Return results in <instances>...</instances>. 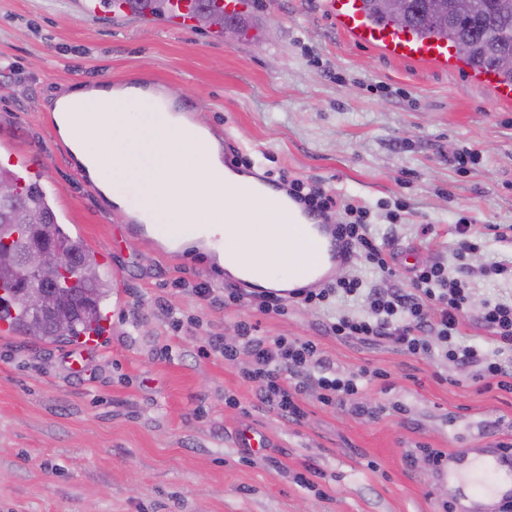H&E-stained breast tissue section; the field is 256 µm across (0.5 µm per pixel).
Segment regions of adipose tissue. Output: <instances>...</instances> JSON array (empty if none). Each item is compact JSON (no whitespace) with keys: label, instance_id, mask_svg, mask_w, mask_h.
I'll use <instances>...</instances> for the list:
<instances>
[{"label":"adipose tissue","instance_id":"adipose-tissue-1","mask_svg":"<svg viewBox=\"0 0 512 512\" xmlns=\"http://www.w3.org/2000/svg\"><path fill=\"white\" fill-rule=\"evenodd\" d=\"M131 90L80 84L54 101L58 132L77 165L121 210L178 233L184 243L221 237L234 256L218 253L229 272H262L261 286L307 283L318 261L300 225L273 204L244 195L199 125L168 112L136 110Z\"/></svg>","mask_w":512,"mask_h":512}]
</instances>
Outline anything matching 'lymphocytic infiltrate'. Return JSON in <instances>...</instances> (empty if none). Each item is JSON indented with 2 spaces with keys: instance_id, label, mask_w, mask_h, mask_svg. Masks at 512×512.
Segmentation results:
<instances>
[{
  "instance_id": "obj_1",
  "label": "lymphocytic infiltrate",
  "mask_w": 512,
  "mask_h": 512,
  "mask_svg": "<svg viewBox=\"0 0 512 512\" xmlns=\"http://www.w3.org/2000/svg\"><path fill=\"white\" fill-rule=\"evenodd\" d=\"M345 220L336 224V234L348 254L364 255L368 264L380 275L391 274L385 252L377 245L367 221L366 208L346 204ZM364 297L371 311L370 318L342 316L328 325L330 334L341 339L361 342H392L406 354L430 352L440 345L448 361L475 367L476 381L485 389H498L512 394V367L502 359L481 352L473 346L458 347L471 293L464 280L450 276L438 263L425 264L413 270V288L364 289L361 279L339 278L321 288H299L294 298L307 305H320L330 296ZM249 321H240L233 340L224 342L226 360L239 355L249 358L243 372L246 380L260 384L258 400L262 405L286 419L304 417L298 397L306 387H313L318 401L331 406L350 401L352 414L367 415L368 409L355 397L381 376L380 371L361 368L351 373L339 372L311 340H291L280 336L269 339L255 335Z\"/></svg>"
}]
</instances>
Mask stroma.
<instances>
[{
	"label": "stroma",
	"instance_id": "stroma-1",
	"mask_svg": "<svg viewBox=\"0 0 512 512\" xmlns=\"http://www.w3.org/2000/svg\"><path fill=\"white\" fill-rule=\"evenodd\" d=\"M249 22L258 35L245 42L78 0H0V61L11 66L0 76V165L38 170L58 224L101 259L112 287L110 338L81 371L69 345L0 337V512H439L461 494L417 462L419 446L471 460L512 441V395L481 390L473 368L327 332L339 316L366 315L363 299L291 301L269 316L225 303L207 252L133 232L78 169L52 99L79 83L170 92L216 140L232 133L260 171L319 181L369 211L394 274L355 259L340 276L407 288L413 264L440 262L467 280L458 341L496 354L478 317L485 302L512 299V281L483 274L512 264V241L492 231L512 225V107L492 108L488 87L453 69L352 42L321 0H260ZM462 218L481 241L463 262L452 232ZM202 284L210 297L195 294ZM245 319L263 336L314 341L343 370H385L358 396L372 416L324 406L311 388L300 421L261 405L258 383L242 377L247 357L215 347ZM245 428L269 447H238Z\"/></svg>",
	"mask_w": 512,
	"mask_h": 512
}]
</instances>
